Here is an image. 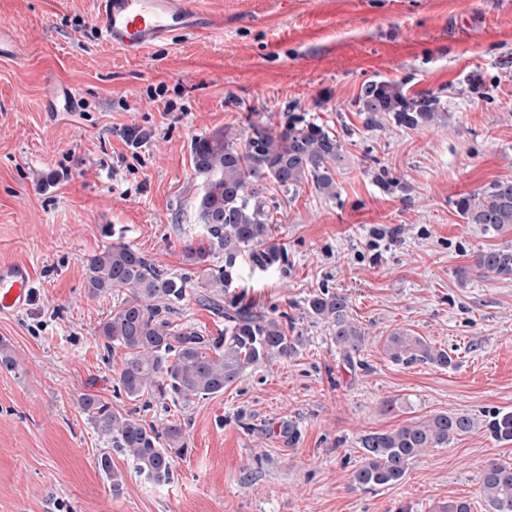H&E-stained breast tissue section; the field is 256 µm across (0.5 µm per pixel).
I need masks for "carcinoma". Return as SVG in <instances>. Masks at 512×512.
<instances>
[{"instance_id": "1", "label": "carcinoma", "mask_w": 512, "mask_h": 512, "mask_svg": "<svg viewBox=\"0 0 512 512\" xmlns=\"http://www.w3.org/2000/svg\"><path fill=\"white\" fill-rule=\"evenodd\" d=\"M355 105L371 125L387 116L399 126L418 129L441 117L438 97L430 93L410 97L384 81L365 84ZM191 153L194 174L202 184L197 212L205 241L188 243L184 251L197 266L198 276H171L121 241L105 246L87 265L90 297L122 294L95 335L109 352L116 346L126 350L118 388L144 408L150 406L152 396L176 404L222 394L246 370L298 352L300 339L288 335L277 318L246 305L226 307L224 292L235 282L243 262L259 272L288 262L286 249L275 238L274 212L280 204L265 197L268 186L295 194L311 183L318 194L335 197L343 146L321 125L293 120L278 129L252 123L244 138L227 129L216 131L195 139ZM456 208L466 223L479 226L486 235L512 232V180L495 181L462 196ZM216 253L224 254V264L213 267L210 257ZM476 267L512 277V244L480 252ZM191 295L224 315V333L208 336L176 320L179 304ZM306 311L328 324L332 342L348 362L360 355L365 330L352 316L346 295L315 293L306 299ZM383 348L397 364L447 368L453 363L448 351L408 330L390 333ZM79 408L109 447L153 483L170 481L176 460L188 453L185 425L177 420L158 428L140 418L139 409L122 412L91 393L80 397ZM475 426L470 414L449 411L366 434L360 439L362 461L352 472L353 486L373 490L399 484L413 460L432 448L447 447ZM485 427L493 439L512 441V414L496 415ZM97 464L111 480L112 491H120L123 479L112 467V456L102 454ZM480 493L488 512H512V467L486 464Z\"/></svg>"}]
</instances>
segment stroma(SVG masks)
Masks as SVG:
<instances>
[{"instance_id": "obj_1", "label": "stroma", "mask_w": 512, "mask_h": 512, "mask_svg": "<svg viewBox=\"0 0 512 512\" xmlns=\"http://www.w3.org/2000/svg\"><path fill=\"white\" fill-rule=\"evenodd\" d=\"M200 9L201 31L131 57L90 34L92 0H0V22L18 32L15 57L0 59V264L32 273L27 305L0 311V341L22 367L0 369V512H435L451 500L487 512L484 464L512 465V442L483 428L512 412V278L473 264L512 233L485 235L455 203L512 179V0ZM50 79L76 88L78 111H47ZM371 81L437 96L443 120L368 126L355 101ZM291 117L341 140L337 195L306 184L286 197V270L242 268L224 301L287 316L299 351L221 395L153 404L146 421L184 422L190 452L160 485L113 455L123 477L113 493L96 464L107 446L78 399L133 403L116 389L124 348L106 351L95 335L115 300L88 296L86 265L122 241L170 273L191 271L184 245L203 233L192 141ZM324 288L347 296L367 332L360 363L305 313ZM398 329L447 350L452 366L391 361L382 341ZM448 410L476 427L415 461L401 484L353 488L362 435Z\"/></svg>"}]
</instances>
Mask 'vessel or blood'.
<instances>
[{
    "label": "vessel or blood",
    "mask_w": 512,
    "mask_h": 512,
    "mask_svg": "<svg viewBox=\"0 0 512 512\" xmlns=\"http://www.w3.org/2000/svg\"><path fill=\"white\" fill-rule=\"evenodd\" d=\"M93 18L101 38L128 55L186 32L194 27L199 0H94ZM52 105L62 111L75 109L77 94L67 84L52 85ZM32 274L23 264L0 265V311L17 310L29 299Z\"/></svg>",
    "instance_id": "1"
}]
</instances>
